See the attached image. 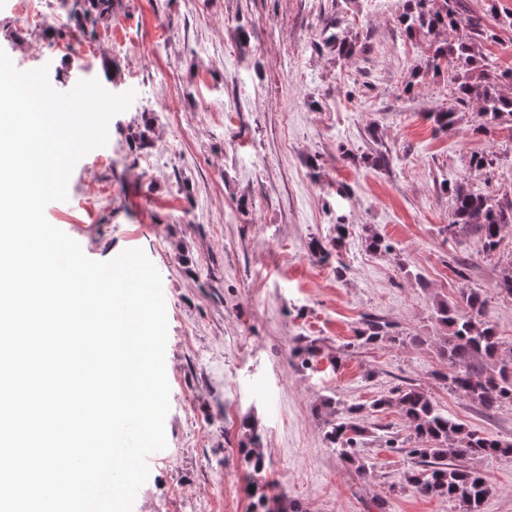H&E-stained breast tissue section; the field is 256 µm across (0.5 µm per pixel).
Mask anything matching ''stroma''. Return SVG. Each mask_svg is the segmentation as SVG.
<instances>
[{
    "label": "stroma",
    "mask_w": 512,
    "mask_h": 512,
    "mask_svg": "<svg viewBox=\"0 0 512 512\" xmlns=\"http://www.w3.org/2000/svg\"><path fill=\"white\" fill-rule=\"evenodd\" d=\"M406 0H112L83 41L62 0H0V49L17 69L47 67L51 86L84 77L130 107L106 146L74 167L47 220L91 259L139 248L160 272L168 319V457L133 512H251L240 454L259 434L272 512H459L404 481L410 432L389 388L417 385L450 416L512 439V404L493 414L449 391L432 317L460 286L492 291L496 258L452 236L450 172L496 192L512 182V131L456 129L428 115L452 106L427 70L428 43L398 23ZM58 34L47 38L45 29ZM333 33L361 44L343 59ZM152 125L149 148L131 133ZM393 164L376 169L375 148ZM497 152L475 171L477 151ZM348 236L326 262L337 217ZM391 243L367 250V232ZM470 264L468 278L453 272ZM394 324L403 345H359L364 315ZM366 405L359 474L323 438L329 410ZM492 492L483 512H512V457L474 459Z\"/></svg>",
    "instance_id": "35a3bbf8"
}]
</instances>
